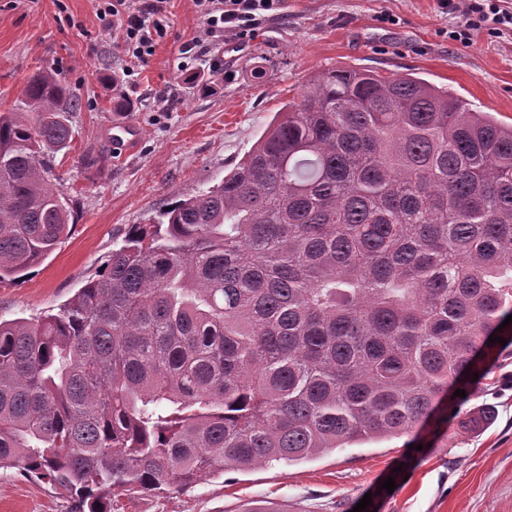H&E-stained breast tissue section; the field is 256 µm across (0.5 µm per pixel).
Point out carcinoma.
Segmentation results:
<instances>
[{
	"label": "carcinoma",
	"mask_w": 512,
	"mask_h": 512,
	"mask_svg": "<svg viewBox=\"0 0 512 512\" xmlns=\"http://www.w3.org/2000/svg\"><path fill=\"white\" fill-rule=\"evenodd\" d=\"M23 97L32 119L0 113V282L72 216L52 181L78 100L52 70ZM163 217L57 313L0 320V466L71 512L406 435L512 342V125L411 73L312 75Z\"/></svg>",
	"instance_id": "obj_1"
}]
</instances>
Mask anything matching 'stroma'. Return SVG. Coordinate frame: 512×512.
I'll list each match as a JSON object with an SVG mask.
<instances>
[{
  "instance_id": "1",
  "label": "stroma",
  "mask_w": 512,
  "mask_h": 512,
  "mask_svg": "<svg viewBox=\"0 0 512 512\" xmlns=\"http://www.w3.org/2000/svg\"><path fill=\"white\" fill-rule=\"evenodd\" d=\"M103 0H0V113L22 112L21 90L50 69L79 109L73 137L55 157L65 199L76 202L67 239L23 278L0 283V317L56 313L94 277L132 225L161 222L167 207L221 183L275 112L313 74L364 67L412 73L452 90L478 112L512 125V33L477 31L471 45L449 38L454 17L436 0H286L285 13L255 37L209 39L219 69L188 88L181 46L202 24L193 0H170V27L149 62L134 65L99 19ZM167 109L155 111L157 99ZM129 108H118L120 100ZM141 131L137 150L115 156L114 126ZM496 408L483 433L461 420ZM394 479V491L384 490ZM512 512V345L442 411L411 433L363 442L294 464L207 477L181 494L142 495L125 512ZM69 499L14 465L0 467V512H70Z\"/></svg>"
}]
</instances>
